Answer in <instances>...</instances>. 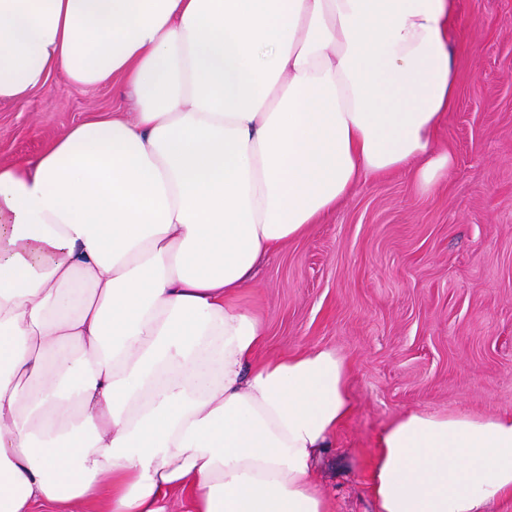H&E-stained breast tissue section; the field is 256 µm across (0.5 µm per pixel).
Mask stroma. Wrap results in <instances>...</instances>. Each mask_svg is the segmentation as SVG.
<instances>
[{"label":"stroma","mask_w":512,"mask_h":512,"mask_svg":"<svg viewBox=\"0 0 512 512\" xmlns=\"http://www.w3.org/2000/svg\"><path fill=\"white\" fill-rule=\"evenodd\" d=\"M449 37L464 49L435 139L447 180L357 183L240 298L265 326L262 356L332 348L351 364L353 411L317 467L337 512H374L375 438L402 411L512 413V0H456ZM126 99L122 83L57 76L0 103V162L35 160Z\"/></svg>","instance_id":"obj_1"}]
</instances>
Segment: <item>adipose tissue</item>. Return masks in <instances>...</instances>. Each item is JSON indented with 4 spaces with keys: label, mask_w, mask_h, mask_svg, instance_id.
Masks as SVG:
<instances>
[{
    "label": "adipose tissue",
    "mask_w": 512,
    "mask_h": 512,
    "mask_svg": "<svg viewBox=\"0 0 512 512\" xmlns=\"http://www.w3.org/2000/svg\"><path fill=\"white\" fill-rule=\"evenodd\" d=\"M455 0H0V102L122 81L133 117L0 162V512H334L349 363L260 358L238 299L360 180L446 178ZM376 512L512 497V414L408 409Z\"/></svg>",
    "instance_id": "adipose-tissue-1"
}]
</instances>
